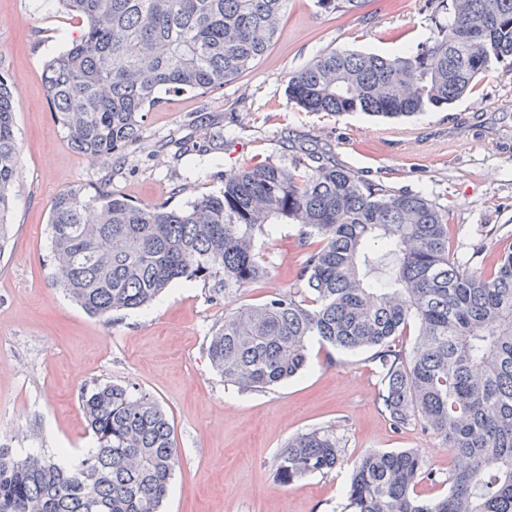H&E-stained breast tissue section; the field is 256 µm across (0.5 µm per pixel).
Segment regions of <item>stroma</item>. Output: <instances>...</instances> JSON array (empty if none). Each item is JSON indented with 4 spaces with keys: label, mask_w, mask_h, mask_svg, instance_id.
Listing matches in <instances>:
<instances>
[{
    "label": "stroma",
    "mask_w": 512,
    "mask_h": 512,
    "mask_svg": "<svg viewBox=\"0 0 512 512\" xmlns=\"http://www.w3.org/2000/svg\"><path fill=\"white\" fill-rule=\"evenodd\" d=\"M430 26L420 0H368L342 16L290 0L257 65L207 96L165 99L121 159L91 161L55 123L42 82L45 63L79 39L81 23L56 0H0V73L13 83L19 150L11 240L0 254V447L70 464L96 445L81 390L131 384L162 406L179 452L160 512H341L353 465L369 450L418 449L439 479L417 494L445 493L450 451L418 423L392 426L369 352L311 340L302 375L257 390L212 369L207 348L225 312L293 287L304 256L299 225H278L263 283L218 303L201 282L177 283L148 309L112 321L88 316L53 285L48 226L55 195L69 185L108 177L114 194L180 209L222 188L227 173L265 160L290 166L301 144L368 180L424 192L448 210L453 252L479 247L485 264L496 262L512 246L511 73L490 69L448 107L403 120L307 112L286 96L290 76L320 53L390 55L415 48ZM208 139L207 156L175 158L178 142ZM318 428L334 431L341 466L280 484L278 454Z\"/></svg>",
    "instance_id": "1"
}]
</instances>
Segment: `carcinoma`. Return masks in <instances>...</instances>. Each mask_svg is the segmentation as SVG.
I'll use <instances>...</instances> for the list:
<instances>
[{
  "label": "carcinoma",
  "mask_w": 512,
  "mask_h": 512,
  "mask_svg": "<svg viewBox=\"0 0 512 512\" xmlns=\"http://www.w3.org/2000/svg\"><path fill=\"white\" fill-rule=\"evenodd\" d=\"M289 0H57L85 26L49 60L53 119L77 153L111 158L136 142L165 95H207L237 80L278 39ZM362 0H315L324 13ZM433 27L411 53L332 49L296 71L288 100L306 112L402 119L444 108L493 67L512 72V0H423ZM10 78L0 74V249L18 167ZM111 178L54 197L53 282L88 315L110 319L151 304L179 280L220 300L269 276L258 243L298 224L295 287L224 314L210 338L224 381L257 390L307 363L316 338L369 350L394 427L412 420L454 455L448 492L421 499L435 472L412 449L356 461L343 512H512V249L486 265L451 253L448 211L419 193L365 180L299 149L290 168L255 163L181 210L112 193ZM414 331L411 350L395 338ZM96 448L62 467L0 448V512H159L179 465L173 427L150 394L105 384L81 392ZM342 462L330 430L288 440L283 485Z\"/></svg>",
  "instance_id": "cac0c4a2"
}]
</instances>
